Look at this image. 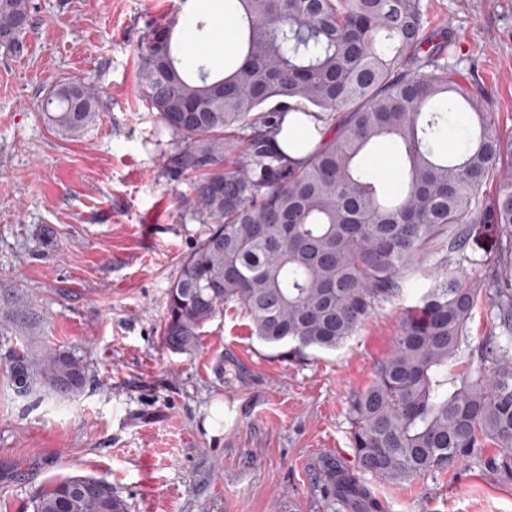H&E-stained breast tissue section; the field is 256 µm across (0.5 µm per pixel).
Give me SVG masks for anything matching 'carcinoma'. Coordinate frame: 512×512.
Returning <instances> with one entry per match:
<instances>
[{
	"instance_id": "1",
	"label": "carcinoma",
	"mask_w": 512,
	"mask_h": 512,
	"mask_svg": "<svg viewBox=\"0 0 512 512\" xmlns=\"http://www.w3.org/2000/svg\"><path fill=\"white\" fill-rule=\"evenodd\" d=\"M238 57L214 75L205 58L180 68L177 19L147 34L140 85L170 133L165 169L192 178L206 225L167 293L161 338L193 351L224 309L247 315L250 334L302 359L334 350L374 309L403 292L421 260L439 256L413 313L373 381L349 404L358 469L379 482L410 481L467 458L512 482V132L505 134L477 83L438 60L451 34L426 32L418 0H231ZM30 0H0V46L16 47ZM97 90L58 88L48 120L78 134ZM322 124L321 139L292 163L271 148L288 111ZM465 115L461 148L440 153L442 127ZM389 142L404 187L387 196L361 160ZM494 191L488 192L487 187ZM495 247L458 274L474 226ZM492 322L472 348L473 310ZM59 393L83 384L68 351L16 355L14 379L33 375ZM33 512H126L107 483L70 476L45 484Z\"/></svg>"
}]
</instances>
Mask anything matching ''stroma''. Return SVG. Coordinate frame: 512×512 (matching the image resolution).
Wrapping results in <instances>:
<instances>
[{"instance_id":"stroma-1","label":"stroma","mask_w":512,"mask_h":512,"mask_svg":"<svg viewBox=\"0 0 512 512\" xmlns=\"http://www.w3.org/2000/svg\"><path fill=\"white\" fill-rule=\"evenodd\" d=\"M419 6L428 31H451L456 79L491 91L512 132V0ZM174 17L211 13L207 0H31L20 47L0 46V512H33L68 476L109 483L127 512H342L324 466L357 468L349 401L430 285L411 278L345 345L301 360L277 357L234 308L193 352L164 347L167 291L204 231L139 85L149 29ZM82 79L99 103L69 137L42 104ZM25 346L74 353L84 385L18 391ZM373 492L385 512H512V483L476 457Z\"/></svg>"}]
</instances>
